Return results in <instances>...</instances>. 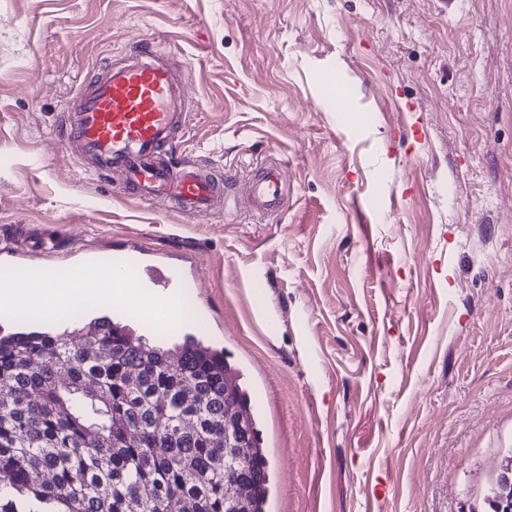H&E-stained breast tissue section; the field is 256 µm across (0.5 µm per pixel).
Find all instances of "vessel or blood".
Instances as JSON below:
<instances>
[{
    "label": "vessel or blood",
    "mask_w": 512,
    "mask_h": 512,
    "mask_svg": "<svg viewBox=\"0 0 512 512\" xmlns=\"http://www.w3.org/2000/svg\"><path fill=\"white\" fill-rule=\"evenodd\" d=\"M63 150L77 148L84 171L94 175L121 174V187L132 200H148L194 214L208 210L223 191L211 172L194 162H176L172 153L188 124L184 83L176 78L163 51L143 44L136 54L102 66L65 106ZM246 197L258 215L284 203L282 179L275 168L263 167L248 181ZM122 271L112 288L121 291L136 282L138 306L147 324L157 314L152 299H181V272L160 263L147 264L135 256L112 260L98 256L45 272L24 265L0 273V286L24 281L48 288H90L95 270Z\"/></svg>",
    "instance_id": "b4317fda"
}]
</instances>
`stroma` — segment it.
<instances>
[{"instance_id":"obj_1","label":"stroma","mask_w":512,"mask_h":512,"mask_svg":"<svg viewBox=\"0 0 512 512\" xmlns=\"http://www.w3.org/2000/svg\"><path fill=\"white\" fill-rule=\"evenodd\" d=\"M160 46L176 157L286 203L182 214L60 151L65 103ZM135 247L195 281L239 369L267 512H485L512 452V0H0V265ZM246 197L259 216L278 210L284 203L283 183L275 168L261 167L248 181Z\"/></svg>"}]
</instances>
